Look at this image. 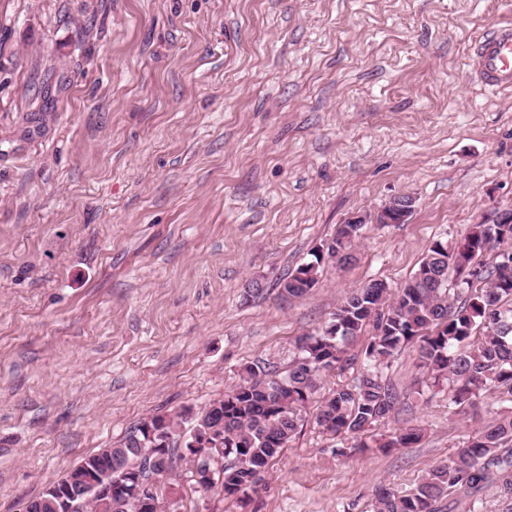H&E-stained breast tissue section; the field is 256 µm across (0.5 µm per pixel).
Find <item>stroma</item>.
Here are the masks:
<instances>
[{"instance_id":"1","label":"stroma","mask_w":512,"mask_h":512,"mask_svg":"<svg viewBox=\"0 0 512 512\" xmlns=\"http://www.w3.org/2000/svg\"><path fill=\"white\" fill-rule=\"evenodd\" d=\"M505 22L512 0H0V512L246 364L286 369L351 291L512 209V89L468 60ZM402 195L407 223L282 295ZM388 375L373 433L418 444L345 449L311 407L247 508L186 478L176 512H374L494 420L492 394L449 405L417 346ZM350 224H340L336 235L332 238L336 245V264L349 263L353 258V246L361 237L362 229L367 222L363 215L355 216L349 220ZM314 261L303 263L299 265L293 272L289 273L287 277L282 279L279 283V288L284 290L288 296L302 297L309 293L318 282V274L321 267L325 264L320 263V258L316 253L313 254ZM316 264V266L313 265ZM311 271V276L308 279H302L298 276L299 273L307 274ZM421 439V430L412 427L390 438L376 439L379 448H410Z\"/></svg>"}]
</instances>
